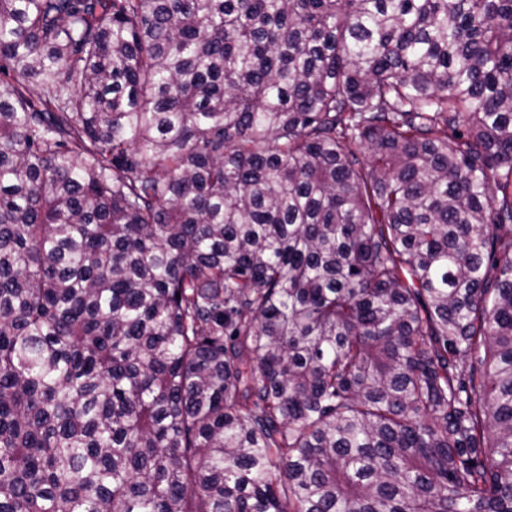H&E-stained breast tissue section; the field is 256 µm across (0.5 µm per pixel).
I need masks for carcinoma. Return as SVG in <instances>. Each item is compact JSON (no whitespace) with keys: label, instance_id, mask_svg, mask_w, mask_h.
Here are the masks:
<instances>
[{"label":"carcinoma","instance_id":"1","mask_svg":"<svg viewBox=\"0 0 512 512\" xmlns=\"http://www.w3.org/2000/svg\"><path fill=\"white\" fill-rule=\"evenodd\" d=\"M0 512H512V0H0Z\"/></svg>","mask_w":512,"mask_h":512}]
</instances>
